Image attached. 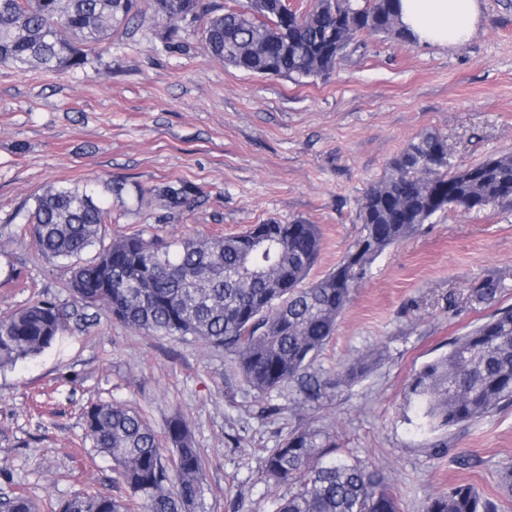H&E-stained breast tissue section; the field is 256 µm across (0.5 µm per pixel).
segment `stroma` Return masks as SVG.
I'll return each instance as SVG.
<instances>
[{
    "label": "stroma",
    "instance_id": "stroma-1",
    "mask_svg": "<svg viewBox=\"0 0 512 512\" xmlns=\"http://www.w3.org/2000/svg\"><path fill=\"white\" fill-rule=\"evenodd\" d=\"M140 7L85 69L0 65V316L37 292L72 302L67 261L41 258L19 235L22 214L53 184L93 188L112 211L110 238L228 235L270 219L318 225L317 280L357 238L365 189L419 134L444 140L452 169L512 154V0H482L478 32L461 47L363 36L328 77L303 82L227 66L188 26V52H168L149 0ZM115 177L149 190L148 204L112 195ZM179 183L203 190L194 208L169 209L154 194ZM488 279L497 293L480 297ZM507 306L512 207L436 213L373 261L315 367L334 372L370 348L379 362L300 419L291 389L261 397L230 383L223 351L142 336L99 314L41 355L0 368V496L111 492L113 463L83 443L82 411L112 399L158 431L175 413L188 419L209 461L199 512H231L220 496L231 481L244 495L240 512H269L259 457L288 423L327 429L345 457L378 464L402 512H422L454 482L499 496L512 407L452 430L448 455L434 457L438 436L421 429L404 393L425 363ZM270 403L282 408L273 421L259 415Z\"/></svg>",
    "mask_w": 512,
    "mask_h": 512
}]
</instances>
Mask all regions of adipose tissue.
<instances>
[{
	"label": "adipose tissue",
	"instance_id": "adipose-tissue-1",
	"mask_svg": "<svg viewBox=\"0 0 512 512\" xmlns=\"http://www.w3.org/2000/svg\"><path fill=\"white\" fill-rule=\"evenodd\" d=\"M397 13L417 43L454 48L476 33L481 0H399Z\"/></svg>",
	"mask_w": 512,
	"mask_h": 512
}]
</instances>
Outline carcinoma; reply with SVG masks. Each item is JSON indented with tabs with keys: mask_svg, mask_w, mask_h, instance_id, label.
Returning a JSON list of instances; mask_svg holds the SVG:
<instances>
[{
	"mask_svg": "<svg viewBox=\"0 0 512 512\" xmlns=\"http://www.w3.org/2000/svg\"><path fill=\"white\" fill-rule=\"evenodd\" d=\"M399 0H247L214 13L205 0H151L156 16H193L206 48L236 69L294 80L329 75L356 38L386 34L411 40L397 20ZM138 16V0H0V64L45 72L76 71ZM171 53L189 44L169 25ZM445 142L434 134L413 141L359 203L362 227L343 259L311 281L321 232L302 220H269L227 236L197 235L174 243L140 233L106 240L112 211L87 189L50 186L25 215L23 233L50 260L70 261L68 312L35 293L0 317V365L44 352L70 323L102 309L146 336L193 338L224 351L227 369L260 394L291 387L295 409L351 386L377 363L375 350L341 371L313 370L336 332L338 318L371 262L387 247L421 230L437 212L512 206V155L441 173ZM171 209L192 206L203 191L191 185L159 191ZM91 260L83 255L95 246ZM422 429L450 430L512 406V307L455 338L448 352L425 364L407 386ZM85 438L112 458V492L85 491L43 506L23 493L0 496V512H196L207 459L187 419L176 414L155 431L135 408L95 402L83 413ZM259 480L277 491L272 512H400L390 479L376 464L349 461L327 430H288L259 458ZM499 488L512 499V461L500 464ZM423 512H499L471 483L456 482L426 500Z\"/></svg>",
	"mask_w": 512,
	"mask_h": 512,
	"instance_id": "cac0c4a2",
	"label": "carcinoma"
}]
</instances>
